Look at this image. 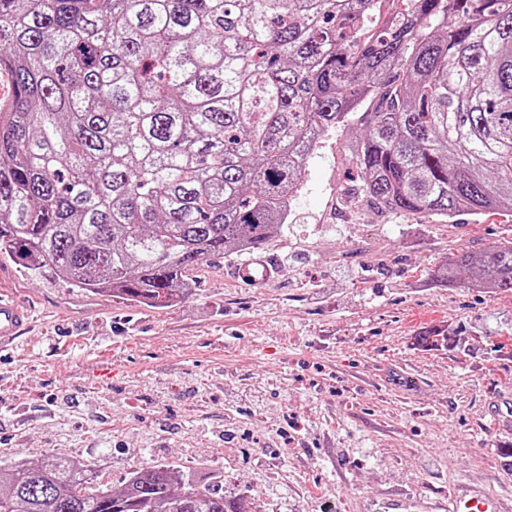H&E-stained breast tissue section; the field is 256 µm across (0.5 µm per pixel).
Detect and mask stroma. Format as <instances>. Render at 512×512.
Returning <instances> with one entry per match:
<instances>
[{
    "instance_id": "obj_1",
    "label": "stroma",
    "mask_w": 512,
    "mask_h": 512,
    "mask_svg": "<svg viewBox=\"0 0 512 512\" xmlns=\"http://www.w3.org/2000/svg\"><path fill=\"white\" fill-rule=\"evenodd\" d=\"M350 126L306 165L288 222L214 257L177 305L71 288L0 253L37 319L0 356V464L66 454L120 489L142 465L223 474L248 512H410L465 484L512 501V292L445 288L512 214L403 218L359 193ZM261 260L276 278L243 282ZM443 328L447 339L422 343Z\"/></svg>"
}]
</instances>
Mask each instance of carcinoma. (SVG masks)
I'll return each instance as SVG.
<instances>
[{"label": "carcinoma", "instance_id": "carcinoma-1", "mask_svg": "<svg viewBox=\"0 0 512 512\" xmlns=\"http://www.w3.org/2000/svg\"><path fill=\"white\" fill-rule=\"evenodd\" d=\"M0 252L164 308L283 228L308 159L359 126L368 201L512 212V0H0ZM431 280L512 292V241ZM0 512H247L173 466H0Z\"/></svg>", "mask_w": 512, "mask_h": 512}]
</instances>
